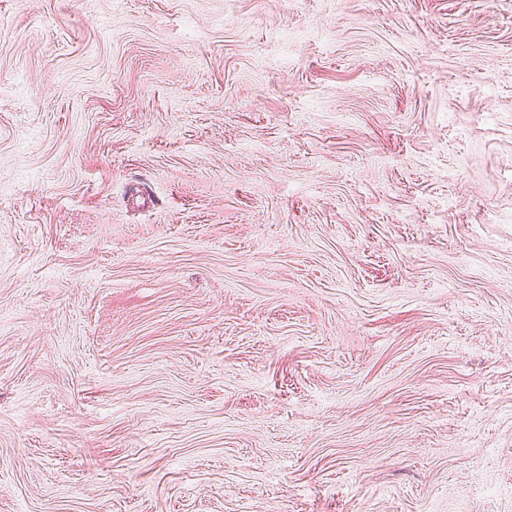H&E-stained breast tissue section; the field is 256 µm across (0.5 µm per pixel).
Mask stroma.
<instances>
[{
  "mask_svg": "<svg viewBox=\"0 0 512 512\" xmlns=\"http://www.w3.org/2000/svg\"><path fill=\"white\" fill-rule=\"evenodd\" d=\"M0 512H512V0H0Z\"/></svg>",
  "mask_w": 512,
  "mask_h": 512,
  "instance_id": "1",
  "label": "stroma"
}]
</instances>
